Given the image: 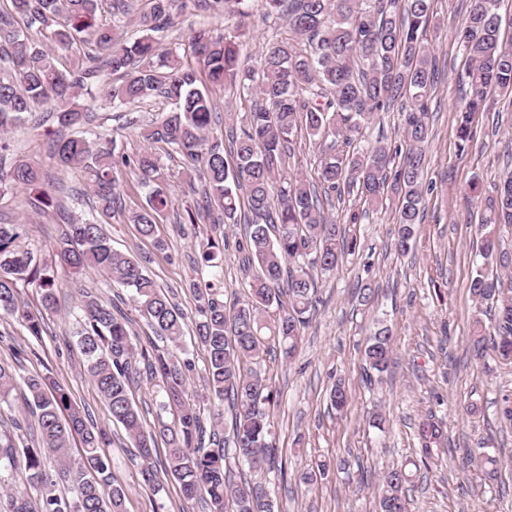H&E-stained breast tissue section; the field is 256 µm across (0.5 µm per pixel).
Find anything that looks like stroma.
Returning a JSON list of instances; mask_svg holds the SVG:
<instances>
[{"label":"stroma","instance_id":"35a3bbf8","mask_svg":"<svg viewBox=\"0 0 512 512\" xmlns=\"http://www.w3.org/2000/svg\"><path fill=\"white\" fill-rule=\"evenodd\" d=\"M469 0H437V17L428 31L439 78L429 95L431 111L426 145V197L423 224L418 225L412 250L404 256L391 248L393 209L366 210L357 196L334 200L330 210L338 222L360 212L356 226L359 247L336 271L320 277V302L294 359H284L279 345L270 346L260 364L280 392L270 412L276 436V455L284 472L253 473L234 465L235 476L266 487L275 512H378L376 487L386 471L416 460L418 444L414 423L425 412L442 417L447 450L430 470L415 473L408 512H512V427L498 419L503 396L512 397V364L495 356L473 360L467 345L478 307L469 290L480 263V237L475 224L483 210L466 186L479 177L484 191L512 170V99L495 96L494 109L476 114L474 139L467 151L457 148L455 113L460 104L459 79L465 57L454 39L464 22ZM251 24L243 40L244 57L255 58L266 43L284 39V22L262 18V0H252ZM164 99L112 109L105 101L86 102L92 130L117 138L128 152L140 149V131L158 113L168 111ZM57 124L40 115L37 123L15 130L7 138L13 159L51 173L44 187L53 201L65 202L75 217H88L91 189L83 173L58 170L48 144ZM169 176L171 208L158 225L155 239L142 238L129 220L145 202L146 191L134 176H126L120 190L123 216L111 219L105 231L114 249L149 257L148 265L161 289L174 292L183 310H191L189 285L196 279L192 262L206 237L224 240V300L243 298L249 278L239 260L236 242L239 224H182L178 218L194 203L198 174L179 158L159 153ZM26 191L0 200V215L20 222L23 248L32 250L52 268L58 281L57 305L44 309L34 288L22 287L21 300L43 327L41 338L29 335L12 318H0V362H13L21 348L25 375L51 377L80 407L109 433L105 452L112 460L114 479L128 491L127 512H182L183 503L173 483L162 492L144 485L142 462L123 429L113 424L94 383L81 368V353L74 334L75 312L81 290L103 301L116 297L109 279L93 268L73 274L60 268L55 248L65 226L54 210L35 212L26 203ZM164 249H156L155 240ZM370 283L373 294L360 304L357 286ZM386 316L393 330L392 362L380 379L369 380L363 350L374 331L377 316ZM342 379L349 393L344 412L330 406L329 388ZM476 404L468 413L467 404ZM387 418L384 430L369 424L372 412ZM488 442L504 460L499 494L485 484L477 469L459 471L458 457L465 449ZM345 460L342 472L329 473L299 488L304 468L320 460Z\"/></svg>","mask_w":512,"mask_h":512}]
</instances>
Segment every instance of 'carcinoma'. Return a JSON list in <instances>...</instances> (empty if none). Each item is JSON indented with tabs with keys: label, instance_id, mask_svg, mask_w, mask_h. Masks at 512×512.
Here are the masks:
<instances>
[{
	"label": "carcinoma",
	"instance_id": "1",
	"mask_svg": "<svg viewBox=\"0 0 512 512\" xmlns=\"http://www.w3.org/2000/svg\"><path fill=\"white\" fill-rule=\"evenodd\" d=\"M187 0H150L136 13L131 0H112L109 18L101 16L102 0H11L12 12H0V136L33 120L43 107H54L63 127L84 125L78 100L104 93L112 106L139 103L161 95L171 109L141 132L147 147L128 154L116 138L80 132L53 143L57 166L77 170L92 182L101 212L122 207L119 186L125 175L137 176L148 188L145 203L132 215L140 236L155 239L156 227L169 209L165 174L153 147L178 155L202 175V202L180 220L197 224L203 214L229 224H247L239 252L257 267L249 298L240 305L224 303V277L219 268L224 242L208 237L199 245L196 263L209 277L192 284L196 339L207 352L203 369L209 403L213 447L202 445L201 407L186 398L188 379L197 372L195 359L182 349L186 315L174 292H164L147 270L146 260L115 250L95 218L75 219L59 208L68 225L56 256L65 269L92 267L113 285L129 290L130 303L163 346L138 347L131 319L91 292L82 294L77 336L83 368L104 398L112 421L121 424L146 462L145 484L164 490L152 466L159 444L165 445L164 471L182 500L202 502L208 512H273L264 488L234 481L231 461H244L255 472L278 468L270 409L279 393L253 364L265 353L268 338L281 344L284 356L298 350L302 334L319 303L317 281L355 253L357 237L345 224L326 216L321 200L354 190L376 209L394 203L397 224L393 247L410 251L416 225L425 212V145L429 92L437 68L427 31L436 0H262L263 17L285 21L291 40L268 43L253 66H244L232 33L200 28L189 37L195 63L173 48L162 49L174 12ZM211 17L236 15L235 30L250 20V0H192ZM498 0H471L457 39L466 58L463 104L455 114L460 151L473 140L472 119L493 108L491 91L512 95V42L500 33ZM141 36H124L129 23ZM78 53L67 67L57 53ZM202 69H197V66ZM113 80H102L104 72ZM231 87L251 101L238 127L229 129L234 165H228L223 140L213 135L217 89ZM405 100L401 112L405 149L377 140L362 144L365 124ZM306 135L318 145L317 177L286 178L295 157L296 139ZM0 144V199L23 189L28 204L43 211L51 202L42 176L26 163L12 164ZM512 226V175L489 197L477 224L480 256L470 281L479 304H492L490 324L473 319L469 351L483 358L492 351L512 362V253L502 248L498 227ZM20 225L0 221V315L24 323L38 339L43 328L21 302L19 286L37 289L43 306L55 304L58 281L33 252L21 248ZM393 331L387 319L375 320L364 348L366 368L378 375L389 368ZM21 357L0 362V403L24 387L25 402L37 426V442L23 449L27 481L40 489L34 500L11 489L7 512H125L126 488L112 475L101 452L103 430L59 385L41 376H22ZM159 381L160 408L176 412L170 423L147 424L130 396L141 374ZM330 405L342 411L349 402L341 382L329 392ZM231 410V434L224 431V405ZM420 459L415 469L435 463L444 439L443 421L430 411L415 425ZM80 440L79 459L72 441ZM56 462L55 473L43 455ZM477 466L493 484L501 472L499 456L482 450L464 452L460 466ZM69 484V494L59 483ZM412 474L403 466L388 470L377 487L379 512H407Z\"/></svg>",
	"mask_w": 512,
	"mask_h": 512
}]
</instances>
